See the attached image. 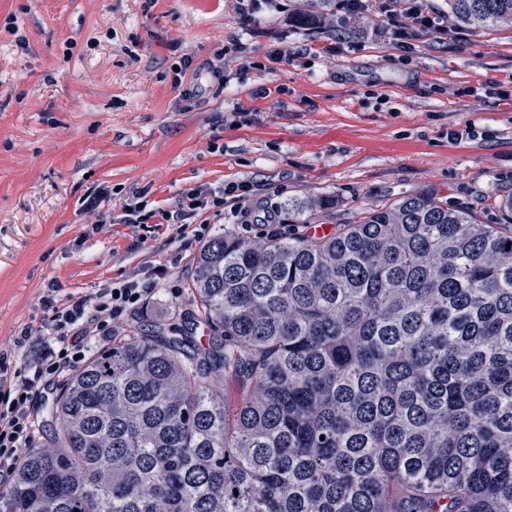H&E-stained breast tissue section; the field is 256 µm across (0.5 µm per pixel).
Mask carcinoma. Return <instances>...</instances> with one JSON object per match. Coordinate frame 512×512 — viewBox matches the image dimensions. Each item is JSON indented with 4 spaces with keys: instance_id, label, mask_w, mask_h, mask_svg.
Listing matches in <instances>:
<instances>
[{
    "instance_id": "cac0c4a2",
    "label": "carcinoma",
    "mask_w": 512,
    "mask_h": 512,
    "mask_svg": "<svg viewBox=\"0 0 512 512\" xmlns=\"http://www.w3.org/2000/svg\"><path fill=\"white\" fill-rule=\"evenodd\" d=\"M448 16L512 25V0ZM498 208L419 193L325 236L222 228L197 313L73 373L0 512H512V192Z\"/></svg>"
}]
</instances>
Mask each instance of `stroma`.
<instances>
[{
    "mask_svg": "<svg viewBox=\"0 0 512 512\" xmlns=\"http://www.w3.org/2000/svg\"><path fill=\"white\" fill-rule=\"evenodd\" d=\"M295 3L257 0L250 24L234 0H0V350L48 318L40 299L53 280L91 292L162 264L122 335L193 311L199 242L122 223L141 195L171 210L197 187L252 180L278 207L277 224L197 215L210 231L247 237L332 230L404 193L469 201L482 223L496 222L494 199L512 190V106L496 96L512 94V27L452 24L445 39L422 36L404 52L382 0H366L356 19L336 11L318 30L299 24ZM332 42V61L302 52ZM278 43L299 55L266 69ZM219 54L230 64L215 74L205 64ZM185 58L201 75L177 89ZM238 104L249 110L241 123ZM468 126L472 136L450 139ZM99 187L110 197L86 211ZM292 199L327 206L297 213Z\"/></svg>",
    "mask_w": 512,
    "mask_h": 512,
    "instance_id": "1",
    "label": "stroma"
}]
</instances>
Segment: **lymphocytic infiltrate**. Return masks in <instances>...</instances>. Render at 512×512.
<instances>
[{
    "label": "lymphocytic infiltrate",
    "mask_w": 512,
    "mask_h": 512,
    "mask_svg": "<svg viewBox=\"0 0 512 512\" xmlns=\"http://www.w3.org/2000/svg\"><path fill=\"white\" fill-rule=\"evenodd\" d=\"M385 11L400 49H411L415 37L448 32L435 21L430 0H388ZM259 191L252 182H230L205 193L191 191L187 207L159 213L149 209L147 202L138 201L126 205L123 221L143 225L158 216L182 237L188 232L183 223L186 210H220L228 204L242 216L258 210L264 223H276V206L260 197ZM150 293L136 277L118 288L104 287L91 295L64 294L57 284H48L42 303L49 307L50 317L38 332L24 329L14 339L16 347L31 348V356L13 366L7 353L0 352V482L13 474L34 443V400L46 395L51 385L65 382L85 360L90 345L110 341L123 316L144 305Z\"/></svg>",
    "instance_id": "1"
}]
</instances>
